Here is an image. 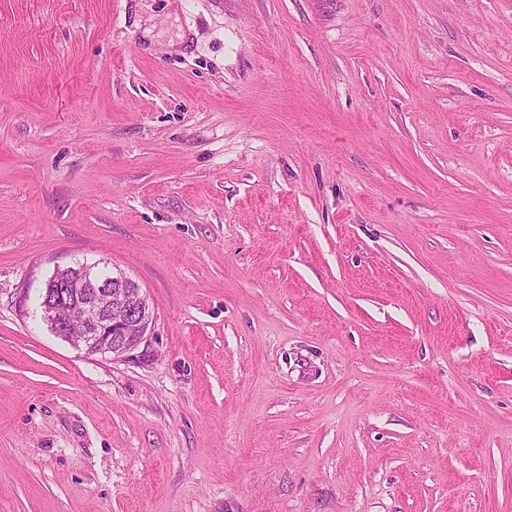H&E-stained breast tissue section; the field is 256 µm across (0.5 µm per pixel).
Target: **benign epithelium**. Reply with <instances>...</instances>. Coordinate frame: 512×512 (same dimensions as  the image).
<instances>
[{
    "label": "benign epithelium",
    "instance_id": "1",
    "mask_svg": "<svg viewBox=\"0 0 512 512\" xmlns=\"http://www.w3.org/2000/svg\"><path fill=\"white\" fill-rule=\"evenodd\" d=\"M44 320L54 334L90 353L122 354L136 347L151 324L141 288L120 269L102 277L94 266L54 273L41 294Z\"/></svg>",
    "mask_w": 512,
    "mask_h": 512
}]
</instances>
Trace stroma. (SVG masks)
I'll return each instance as SVG.
<instances>
[{
	"label": "stroma",
	"instance_id": "obj_1",
	"mask_svg": "<svg viewBox=\"0 0 512 512\" xmlns=\"http://www.w3.org/2000/svg\"><path fill=\"white\" fill-rule=\"evenodd\" d=\"M0 512H512V0H0ZM69 269V274L56 270L41 294L43 318L54 334L90 353L117 355L136 347L151 324L142 289L128 288V276L114 267L106 277L91 265ZM73 324L81 327V336L71 335Z\"/></svg>",
	"mask_w": 512,
	"mask_h": 512
}]
</instances>
